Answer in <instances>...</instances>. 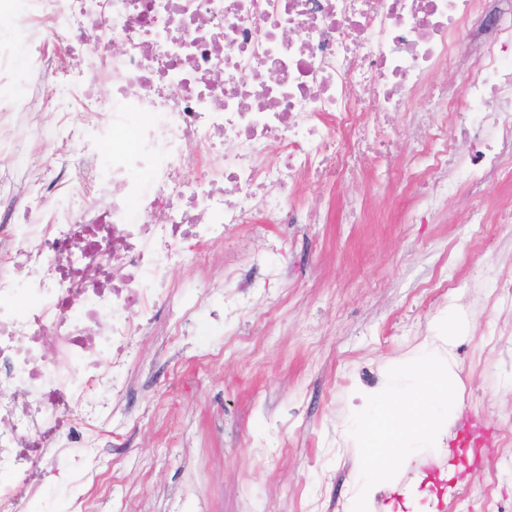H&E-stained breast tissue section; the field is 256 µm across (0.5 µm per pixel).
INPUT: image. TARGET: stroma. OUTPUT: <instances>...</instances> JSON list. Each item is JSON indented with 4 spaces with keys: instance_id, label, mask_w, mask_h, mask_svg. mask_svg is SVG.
Returning a JSON list of instances; mask_svg holds the SVG:
<instances>
[{
    "instance_id": "35a3bbf8",
    "label": "stroma",
    "mask_w": 512,
    "mask_h": 512,
    "mask_svg": "<svg viewBox=\"0 0 512 512\" xmlns=\"http://www.w3.org/2000/svg\"><path fill=\"white\" fill-rule=\"evenodd\" d=\"M424 111L412 97L391 125L398 164ZM316 201L324 223L260 228L277 242L281 277L225 284L229 250L251 264L246 228L204 265L171 271L172 285L196 281L224 300V320L193 315L179 336L164 320L135 343L96 512H354L363 477L344 420L422 348L461 371L452 439L466 442L476 421L496 443L460 480L458 512H485L488 471L512 455L499 443L512 434V224L481 230L467 218L512 208V174L437 206L367 161L354 180L296 199Z\"/></svg>"
}]
</instances>
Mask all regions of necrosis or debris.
I'll use <instances>...</instances> for the list:
<instances>
[{"mask_svg": "<svg viewBox=\"0 0 512 512\" xmlns=\"http://www.w3.org/2000/svg\"><path fill=\"white\" fill-rule=\"evenodd\" d=\"M491 3L0 0L17 20L0 73L25 49L39 78L31 97L0 102V512H23L59 475L100 478L97 427L134 342L176 296L172 270L257 212L319 223V208L293 204L309 178L344 179L361 157L391 169L371 113L415 94L439 113L399 173L438 188L435 203L499 169L512 151V6ZM478 26L495 31L478 79L431 85ZM41 102L54 120L22 124ZM461 138L478 143L464 166ZM34 141L54 162L20 206ZM63 441L74 451L61 463Z\"/></svg>", "mask_w": 512, "mask_h": 512, "instance_id": "1", "label": "necrosis or debris"}]
</instances>
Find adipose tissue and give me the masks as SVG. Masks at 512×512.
<instances>
[{"label": "adipose tissue", "mask_w": 512, "mask_h": 512, "mask_svg": "<svg viewBox=\"0 0 512 512\" xmlns=\"http://www.w3.org/2000/svg\"><path fill=\"white\" fill-rule=\"evenodd\" d=\"M458 380L451 364L428 349L420 350L413 367L401 366L387 374L383 391L371 397L365 416L354 423L360 435L356 456L366 484L386 480L392 458L406 449L434 442ZM399 390L405 391V400L391 403L390 392Z\"/></svg>", "instance_id": "obj_1"}]
</instances>
